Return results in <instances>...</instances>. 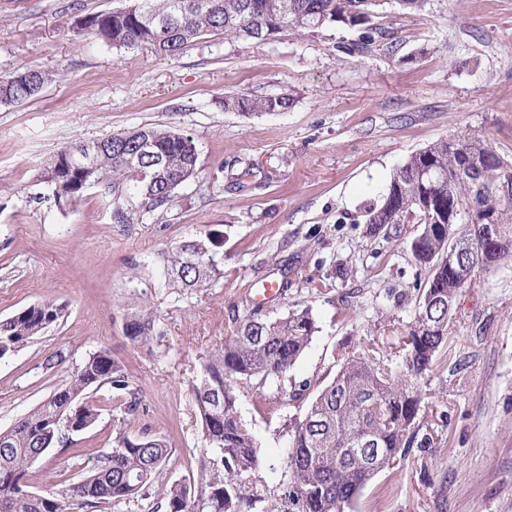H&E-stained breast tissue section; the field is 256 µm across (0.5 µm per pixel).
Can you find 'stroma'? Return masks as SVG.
<instances>
[{
    "label": "stroma",
    "mask_w": 512,
    "mask_h": 512,
    "mask_svg": "<svg viewBox=\"0 0 512 512\" xmlns=\"http://www.w3.org/2000/svg\"><path fill=\"white\" fill-rule=\"evenodd\" d=\"M124 0H0V76L48 75L20 104H0V320L51 298L56 324L0 358V430L38 407L90 353L105 349L126 369L140 403L124 432L162 435L173 450L164 480L200 483L203 443L192 384L233 319H274L309 308L316 332L281 382L244 388L239 412L260 444L261 467L230 512H283L288 425L301 420L345 352L387 345L412 320L427 272L416 265L413 224L400 233L365 222L394 171L416 151L467 134L487 137L512 161V0H428L423 12L396 0L371 26L387 37L353 50L360 28L285 30L263 42L207 35L167 60L86 34L83 17ZM228 95H287L285 112L225 110ZM143 125L190 135L197 177L168 205L112 217L110 188H87L59 208L42 176L65 146ZM213 237L224 277L192 293L169 287L157 259L185 238ZM345 276L331 280L332 267ZM266 282L281 296L255 304ZM154 312L150 343L127 337L135 312ZM57 363L46 368L48 356ZM310 382L280 410L277 387ZM421 433L346 512H512V261L458 297L448 347L422 382ZM102 415L68 447L29 466L24 490L62 493L81 479L71 456L93 467L112 447L119 411L108 389Z\"/></svg>",
    "instance_id": "obj_1"
}]
</instances>
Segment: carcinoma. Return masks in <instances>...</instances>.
Segmentation results:
<instances>
[{
    "mask_svg": "<svg viewBox=\"0 0 512 512\" xmlns=\"http://www.w3.org/2000/svg\"><path fill=\"white\" fill-rule=\"evenodd\" d=\"M377 0H132L127 7L86 17L81 28L116 48L147 51L177 58L190 44L208 34L262 42L286 29L314 31L342 24L362 26L355 49L365 51L383 33L366 26ZM48 81L29 70L0 77V103H23ZM292 106L278 97L224 98V110L285 112ZM68 148L48 164L43 176L55 201L76 203L94 185L112 187L116 199L141 200L142 212L168 204L174 191L198 173V150L184 133L144 125L98 141L90 168L71 166ZM512 175L481 134L439 140L412 154L394 172L380 204L366 211V223L400 229L418 224L411 242L418 265L428 278L414 316L404 327L400 359H381L372 348L351 351L336 375L318 390L305 417L288 427V482L283 500L288 512H345L364 486L380 471L404 459L413 445L427 447L418 437L421 380L434 370L448 343L450 323L460 291L474 284L451 267L453 245L469 248L463 260L479 258L483 272L512 259V192L498 186ZM455 228L448 229V215ZM494 224L503 240L499 251L486 252L476 225ZM211 239L189 237L159 255L173 285L209 288L224 277L215 260ZM63 317V306L45 299L0 320V359L23 348ZM153 319L146 312L126 325L134 342L151 339ZM315 322L310 309H295L267 319L253 312L237 319L224 343L202 363L193 386L207 465L199 487L165 482L161 474L172 449L158 436L130 438L123 433L125 416L140 403L137 390L109 352L91 353L69 383L7 430H0V496L4 483L23 475L35 460L72 436L92 429L100 416L92 393L106 387L111 400L124 407L117 419L116 446L97 455L82 479V492L65 497L84 508L133 504L150 495L165 512H226L251 484L261 459L257 440L239 413L238 390L249 384L263 388L282 380L312 341ZM219 389L223 403L215 408L207 394ZM372 438L369 447L366 438ZM3 512H65L53 495L8 496Z\"/></svg>",
    "mask_w": 512,
    "mask_h": 512,
    "instance_id": "cac0c4a2",
    "label": "carcinoma"
}]
</instances>
